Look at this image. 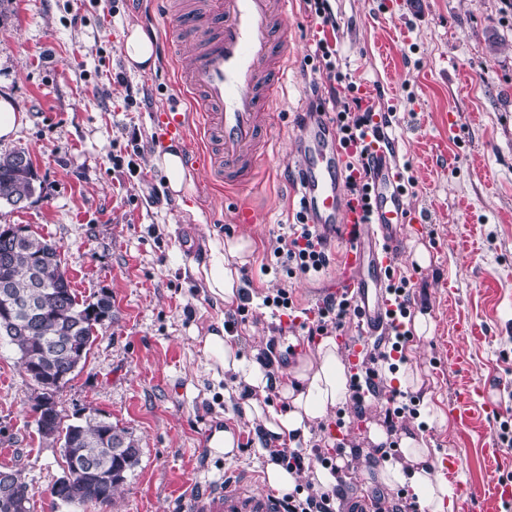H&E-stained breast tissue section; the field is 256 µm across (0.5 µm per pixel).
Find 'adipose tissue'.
Segmentation results:
<instances>
[{
  "label": "adipose tissue",
  "instance_id": "adipose-tissue-1",
  "mask_svg": "<svg viewBox=\"0 0 512 512\" xmlns=\"http://www.w3.org/2000/svg\"><path fill=\"white\" fill-rule=\"evenodd\" d=\"M151 164L161 169L175 199H182L193 183V174L177 146L156 152ZM254 248L251 239L240 238L211 245L212 260L203 272L208 292L225 305L235 304L241 293L238 266L245 263ZM204 352L213 369L235 377L234 395L242 396L243 419L259 425L274 453L265 466V484L285 490L297 482L295 472L285 469L275 453L293 447L296 440L308 437L313 426L325 423L337 406L350 397L349 375L335 337H324L314 352L296 365L275 371L238 353L237 344L221 333H209ZM276 392L287 404L285 411L267 405L269 392ZM401 459L386 460L377 478L387 487L408 485L422 512H450L453 493L440 468H437L423 436L405 435L400 441Z\"/></svg>",
  "mask_w": 512,
  "mask_h": 512
}]
</instances>
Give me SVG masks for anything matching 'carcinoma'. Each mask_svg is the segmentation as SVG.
<instances>
[{
    "mask_svg": "<svg viewBox=\"0 0 512 512\" xmlns=\"http://www.w3.org/2000/svg\"><path fill=\"white\" fill-rule=\"evenodd\" d=\"M26 155L28 152L17 150L0 156V203L10 205L15 198L29 199L35 194L36 177L32 162H23ZM19 231L18 227L0 230V252L13 251L8 263H0V285L9 284L16 297L30 298L36 292L32 288V276L37 271L47 295L67 306L71 319L67 332H61L56 307L49 305L38 314L36 332H17L8 337L20 355L24 372L35 386L32 410L38 433L45 439L62 441L67 470L72 474L70 484L58 491L54 503L76 507L90 503L105 512L112 506L126 474L139 463L140 449L125 429L96 413L63 424L53 397L60 390L56 384L58 375L71 368L58 353L61 343L90 351L97 339L95 327L112 319V297L103 294L94 303L86 306L79 303L69 281L63 279L56 243L33 234L19 238ZM17 494L21 507L7 508L0 501V512H31L25 482H19Z\"/></svg>",
    "mask_w": 512,
    "mask_h": 512,
    "instance_id": "cac0c4a2",
    "label": "carcinoma"
}]
</instances>
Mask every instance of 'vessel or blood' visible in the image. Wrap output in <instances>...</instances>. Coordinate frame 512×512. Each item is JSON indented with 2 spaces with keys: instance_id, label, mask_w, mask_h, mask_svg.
Wrapping results in <instances>:
<instances>
[{
  "instance_id": "obj_1",
  "label": "vessel or blood",
  "mask_w": 512,
  "mask_h": 512,
  "mask_svg": "<svg viewBox=\"0 0 512 512\" xmlns=\"http://www.w3.org/2000/svg\"><path fill=\"white\" fill-rule=\"evenodd\" d=\"M294 0H168L165 11L179 24L160 46L175 68L179 99L158 121L166 136L183 138L195 123L203 141L188 148L190 165L208 169L228 189L256 186L259 161L269 148L275 121L271 104L283 96L288 61V14ZM299 142L303 200L313 224L325 236L345 241L328 297H350L359 335L344 346L352 360L387 323L384 274L395 249L398 226L417 223L405 205L406 191L394 156L375 151L371 184L373 214L346 193V153L327 114L306 118ZM275 496L254 489L249 475L220 480L194 493L189 512H281Z\"/></svg>"
}]
</instances>
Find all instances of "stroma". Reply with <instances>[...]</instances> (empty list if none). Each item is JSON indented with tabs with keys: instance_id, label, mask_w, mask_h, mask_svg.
<instances>
[{
	"instance_id": "stroma-1",
	"label": "stroma",
	"mask_w": 512,
	"mask_h": 512,
	"mask_svg": "<svg viewBox=\"0 0 512 512\" xmlns=\"http://www.w3.org/2000/svg\"><path fill=\"white\" fill-rule=\"evenodd\" d=\"M339 27L329 41L342 79L330 82L313 65L288 70L285 95L272 107L269 135L278 153L261 159L263 191L243 197L209 184L194 170L182 200L170 198L150 162L166 142L156 116L175 95L170 70L128 67L119 40L139 24L155 40L176 27L174 16L149 11L147 0H0V95L28 120L0 155L27 151L37 191L24 208L0 204V228L22 227L55 242L79 302L112 296V318L97 326L83 369L57 396L66 417L93 408L135 439L141 455L110 512H185L205 479L264 477V440L226 398L232 378L214 372L205 337L234 323L245 357L275 358L287 369L314 339L265 307L280 288L262 273L285 224L300 208L298 129L311 88L370 96L389 113L388 134L404 173L405 203L428 212L416 229L401 226L395 272L410 282L411 310L431 317V336L411 337L404 366L419 372L420 400L447 416L427 425L424 414L386 421L396 381L385 378L364 402L337 407L334 420L312 428L305 448L343 445L362 478L333 490L336 512L354 492L402 501L376 473L385 459L367 439L385 427L392 441L423 433L441 461L457 460V501L481 512L473 488L512 482V449L495 459L489 438L512 423V0H332ZM249 200L254 221L235 212ZM251 238L240 266L246 314L203 288L196 267L209 264L212 241ZM425 247L429 266L412 255ZM466 366L453 363V356ZM474 393L469 420L455 399ZM32 384L14 348L0 342V466L20 471L33 512L52 510L50 488L63 474L59 443L42 438L29 407ZM239 422V448L227 459L207 449L225 424Z\"/></svg>"
}]
</instances>
